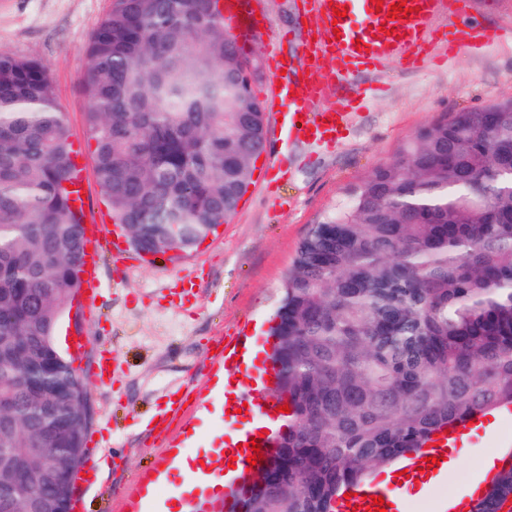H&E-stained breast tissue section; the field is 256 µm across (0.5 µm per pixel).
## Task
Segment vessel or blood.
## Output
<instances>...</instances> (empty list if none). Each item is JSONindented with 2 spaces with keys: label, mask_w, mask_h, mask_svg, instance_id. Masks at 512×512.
Here are the masks:
<instances>
[{
  "label": "vessel or blood",
  "mask_w": 512,
  "mask_h": 512,
  "mask_svg": "<svg viewBox=\"0 0 512 512\" xmlns=\"http://www.w3.org/2000/svg\"><path fill=\"white\" fill-rule=\"evenodd\" d=\"M385 8L394 0H383ZM406 12L397 16L377 10L372 0H302V17L309 26L306 35L298 39L294 57L285 58L281 52H270L267 63L271 73L267 103L270 111L287 105L280 126L281 143L291 148L332 149L338 146L344 131L350 127L357 111L354 103L342 107L326 106L323 87L334 82L345 85L350 77L363 69L382 72L391 61H399L404 68L418 67L429 55L448 49L459 54L479 50L491 38L488 30L473 24H459L450 19L445 0H404ZM346 9L338 18L334 9ZM224 21L234 34L238 46L250 45L261 32L260 23L251 6V0H224ZM302 73L294 79L292 70ZM85 253L81 271L80 304L89 308L101 296L98 269L103 251L122 259L126 249L121 238L103 241L97 223L84 226ZM244 340L228 343L223 353L214 355L213 364L231 367L238 374L234 406H248L251 414L272 420L278 403L275 399L258 400L257 390L264 372L255 363L239 359L238 351ZM512 422V404L496 411H477L470 418L448 426L446 432L436 435L433 445L406 453L401 466L403 475L392 476V490L358 484L349 502L339 503V512H366L374 498H383L386 512H397L394 489L418 483L425 467L426 457L438 458L430 467L431 474L440 475L448 470L447 458L474 432L491 424ZM269 437L263 427L255 426L241 431L235 438L225 441V454L234 460V476L224 483V512H233L245 477L254 466H265L268 459ZM256 456V463H248V456Z\"/></svg>",
  "instance_id": "obj_1"
}]
</instances>
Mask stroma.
I'll return each mask as SVG.
<instances>
[{
    "mask_svg": "<svg viewBox=\"0 0 512 512\" xmlns=\"http://www.w3.org/2000/svg\"><path fill=\"white\" fill-rule=\"evenodd\" d=\"M469 20L501 31V39L472 57L413 74L390 65L383 80L362 73L352 80L361 107L343 146L326 154L266 147L265 175L254 177L236 214L213 230L183 261L139 262L116 268L111 254L99 263L100 304L80 311L77 327L88 354L77 368L90 381L95 413L91 449L108 468L83 496V512H122L125 492L159 462L163 446L144 423L169 394L195 385L193 401L168 423L170 440H186L187 454L217 447L229 426L219 412L207 363L215 345L235 336L258 338L266 348L284 284L299 243L317 218L344 199L349 187L392 161L399 147L445 113L512 98V0H473ZM111 0H0V53L39 60L50 70L55 100L70 139L81 152L85 214L108 206L87 148L84 80L88 40ZM267 33L246 53L259 66L254 85L263 94L271 75L269 37L297 32L296 0H260ZM112 352V383L92 381L100 349ZM488 435L458 450V463L430 493H401L400 512H435L440 500L462 489L476 461L496 452Z\"/></svg>",
    "mask_w": 512,
    "mask_h": 512,
    "instance_id": "35a3bbf8",
    "label": "stroma"
}]
</instances>
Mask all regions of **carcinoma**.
<instances>
[{
    "mask_svg": "<svg viewBox=\"0 0 512 512\" xmlns=\"http://www.w3.org/2000/svg\"><path fill=\"white\" fill-rule=\"evenodd\" d=\"M84 83L97 182L137 253L177 256L235 215L266 141L221 0H112ZM46 67L0 54V512H56L43 460L85 447L47 342L81 288L84 210ZM288 436L239 512H334L450 422L512 400V102L448 112L301 241L271 328ZM512 504V464L474 512Z\"/></svg>",
    "mask_w": 512,
    "mask_h": 512,
    "instance_id": "1",
    "label": "carcinoma"
}]
</instances>
